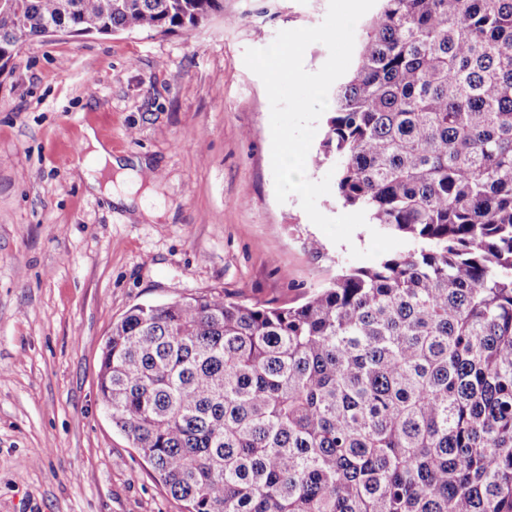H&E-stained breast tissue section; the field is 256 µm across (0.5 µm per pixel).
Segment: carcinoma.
Returning <instances> with one entry per match:
<instances>
[{
	"mask_svg": "<svg viewBox=\"0 0 512 512\" xmlns=\"http://www.w3.org/2000/svg\"><path fill=\"white\" fill-rule=\"evenodd\" d=\"M380 2L322 147L412 248L296 306L136 305L105 340L102 404L186 512H512V0ZM221 8L0 0V70Z\"/></svg>",
	"mask_w": 512,
	"mask_h": 512,
	"instance_id": "1",
	"label": "carcinoma"
}]
</instances>
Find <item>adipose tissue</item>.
I'll return each mask as SVG.
<instances>
[{"label": "adipose tissue", "instance_id": "obj_1", "mask_svg": "<svg viewBox=\"0 0 512 512\" xmlns=\"http://www.w3.org/2000/svg\"><path fill=\"white\" fill-rule=\"evenodd\" d=\"M82 170L89 190L105 193L115 205L133 210L137 216L156 218L138 195L144 161L113 156L111 148L101 142L92 128H85L82 139Z\"/></svg>", "mask_w": 512, "mask_h": 512}]
</instances>
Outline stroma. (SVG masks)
<instances>
[{
  "label": "stroma",
  "mask_w": 512,
  "mask_h": 512,
  "mask_svg": "<svg viewBox=\"0 0 512 512\" xmlns=\"http://www.w3.org/2000/svg\"><path fill=\"white\" fill-rule=\"evenodd\" d=\"M329 0H223L171 33H59L0 72V512H184L101 403L112 326L134 305L223 293L297 305L357 266L275 197L270 104L244 64ZM93 127L146 160L149 221L61 155Z\"/></svg>",
  "instance_id": "1"
}]
</instances>
